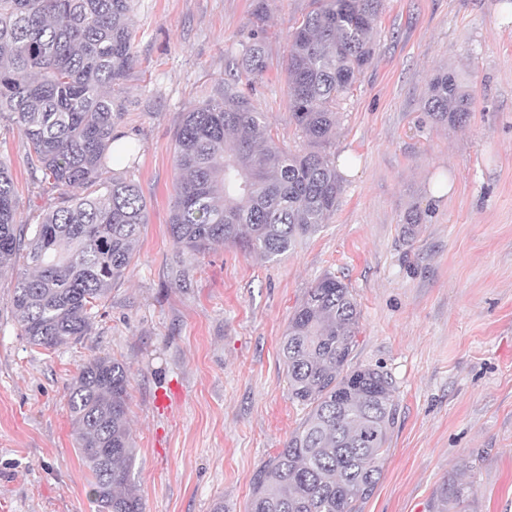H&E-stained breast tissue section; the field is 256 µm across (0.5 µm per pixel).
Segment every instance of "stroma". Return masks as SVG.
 <instances>
[{
	"instance_id": "1",
	"label": "stroma",
	"mask_w": 512,
	"mask_h": 512,
	"mask_svg": "<svg viewBox=\"0 0 512 512\" xmlns=\"http://www.w3.org/2000/svg\"><path fill=\"white\" fill-rule=\"evenodd\" d=\"M253 0H134L132 77L118 132L149 222L131 266L79 342L46 351L15 324L0 275V512H96L76 450L69 387L97 356L130 374L131 481L143 512H247L256 470L305 412L279 344L314 281L335 275L361 309L351 355L392 377L399 419L363 512H512V0H384L371 64L339 101L328 154L353 162L327 224L274 261L224 246L193 257L169 231L182 114L216 95L250 32ZM269 67L240 82L279 141L281 69L310 0H266ZM449 68L473 95L468 123L423 110ZM29 148L0 129L18 213L35 224L57 193L29 175ZM422 213L402 234L410 208Z\"/></svg>"
}]
</instances>
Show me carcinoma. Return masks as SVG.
I'll return each instance as SVG.
<instances>
[{
	"label": "carcinoma",
	"mask_w": 512,
	"mask_h": 512,
	"mask_svg": "<svg viewBox=\"0 0 512 512\" xmlns=\"http://www.w3.org/2000/svg\"><path fill=\"white\" fill-rule=\"evenodd\" d=\"M381 6L312 0L288 32V107L304 143L290 150L237 89L268 67L266 2L255 0L251 40L228 60L230 80L183 113L175 134L169 227L178 248L198 256L232 245L274 260L327 223L342 185L325 147L336 136L338 100L373 57ZM134 36L133 0H0V123L28 144L31 179L58 191L39 223H22L0 160V271L12 274L13 318L33 346L55 349L87 335L148 224L135 180L106 166L115 152L131 156L116 127ZM471 106L452 71L432 80L424 101L432 120L450 126L466 124ZM360 317L353 291L327 274L288 319V393L306 413L254 475L248 512H362L373 494L399 409L387 372L350 366ZM128 387L126 366L97 356L69 388L97 512H142L131 485Z\"/></svg>",
	"instance_id": "obj_1"
}]
</instances>
